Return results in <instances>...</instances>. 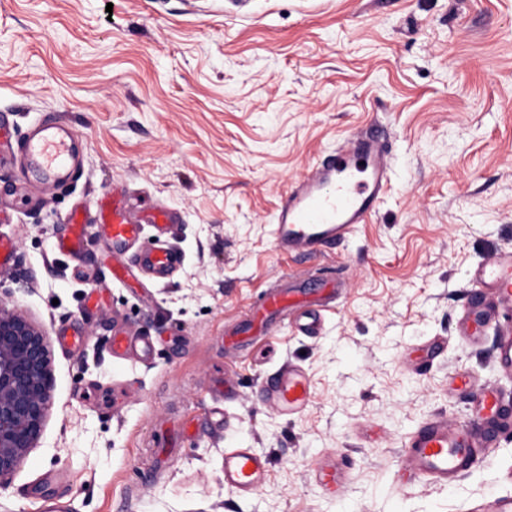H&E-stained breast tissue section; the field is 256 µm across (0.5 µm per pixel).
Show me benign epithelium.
I'll use <instances>...</instances> for the list:
<instances>
[{
    "label": "benign epithelium",
    "instance_id": "benign-epithelium-1",
    "mask_svg": "<svg viewBox=\"0 0 512 512\" xmlns=\"http://www.w3.org/2000/svg\"><path fill=\"white\" fill-rule=\"evenodd\" d=\"M51 405L47 332L0 297V486L37 447Z\"/></svg>",
    "mask_w": 512,
    "mask_h": 512
}]
</instances>
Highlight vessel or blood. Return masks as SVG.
Returning <instances> with one entry per match:
<instances>
[{
	"label": "vessel or blood",
	"mask_w": 512,
	"mask_h": 512,
	"mask_svg": "<svg viewBox=\"0 0 512 512\" xmlns=\"http://www.w3.org/2000/svg\"><path fill=\"white\" fill-rule=\"evenodd\" d=\"M82 142L75 130L62 121L42 122L31 127L21 143L0 142V161L19 156L28 183L48 189L77 180L81 175ZM393 157L386 136L376 128L354 133L309 167L288 190L273 224V244L283 254H312L346 242L358 225L377 212L387 191ZM174 213L162 206H133L126 190L116 186L94 199L92 216L72 213L70 229L56 242L58 252L79 255L88 235H95L111 256V274L120 281L133 269L166 278L180 262L179 253L167 246L173 232ZM155 239L144 244L145 231ZM474 287L490 292L497 303L512 310V253L498 256L478 268L471 277ZM292 312L302 331L315 332L320 321L316 302L277 288L267 294L252 319L239 332L248 335L264 329L274 317ZM154 344L149 338L131 339L122 333L112 336V354L121 358L135 352L151 357ZM263 394L283 414L306 406L308 385L297 368L284 365L267 381ZM407 477H429L448 484L470 470L476 462L471 433L451 429L433 421L412 435L404 446ZM265 458L247 448L224 451L223 479L227 488L245 496L255 492L268 475Z\"/></svg>",
	"instance_id": "vessel-or-blood-1"
}]
</instances>
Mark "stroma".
<instances>
[{
	"instance_id": "obj_1",
	"label": "stroma",
	"mask_w": 512,
	"mask_h": 512,
	"mask_svg": "<svg viewBox=\"0 0 512 512\" xmlns=\"http://www.w3.org/2000/svg\"><path fill=\"white\" fill-rule=\"evenodd\" d=\"M64 121L84 140L82 179L24 188L0 167V279L51 340L53 405L37 448L0 487V512H491L512 498V410L500 332L469 277L512 252V0H0V120ZM390 131L392 186L370 223L324 255H282L271 226L288 188L356 130ZM122 183L177 216L182 264L164 282L113 281L96 238L58 253L76 206ZM342 277L315 335L273 323L229 344L267 288L322 291ZM107 290L85 311L91 285ZM152 337L150 360L112 356L114 327ZM79 329L83 346L61 347ZM303 371L291 416L261 385ZM236 392L214 399L217 371ZM224 416L213 429V412ZM468 424L477 464L446 485L400 479L423 422ZM270 474L248 497L224 451ZM338 462L343 484L316 476ZM268 471L267 460L248 448H228L224 451V485L241 496L255 492L266 479Z\"/></svg>"
}]
</instances>
